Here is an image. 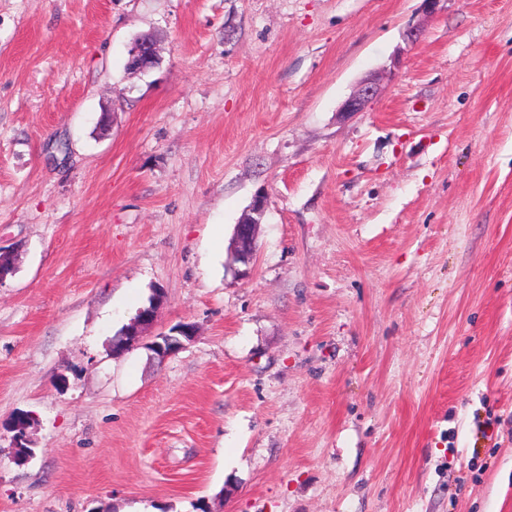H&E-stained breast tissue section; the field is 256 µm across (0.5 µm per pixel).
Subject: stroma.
Returning <instances> with one entry per match:
<instances>
[{
	"label": "stroma",
	"instance_id": "obj_1",
	"mask_svg": "<svg viewBox=\"0 0 512 512\" xmlns=\"http://www.w3.org/2000/svg\"><path fill=\"white\" fill-rule=\"evenodd\" d=\"M0 248V512H512V0H0ZM381 79L374 75L362 81L345 100L339 112L347 116L363 112L381 93ZM268 207V195L264 190L258 191L246 217L236 224L233 235L234 258L238 263L249 267L254 260L260 226ZM155 304L152 303L146 309H140L133 320L126 326L122 343H112V350L124 349L140 345L145 339L152 340L147 343L157 350L154 358L162 361L176 353L185 346V341H190L195 334V326L190 323H182L172 331L160 332L155 335L146 334L155 322ZM166 341V344L162 342Z\"/></svg>",
	"mask_w": 512,
	"mask_h": 512
}]
</instances>
